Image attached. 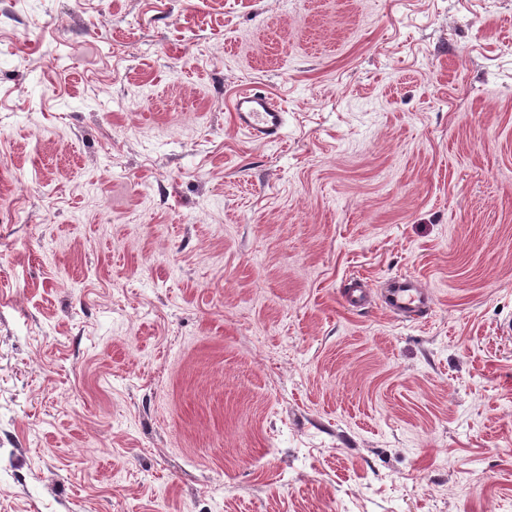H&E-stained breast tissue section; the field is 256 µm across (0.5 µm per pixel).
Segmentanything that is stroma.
<instances>
[{"instance_id": "1", "label": "stroma", "mask_w": 512, "mask_h": 512, "mask_svg": "<svg viewBox=\"0 0 512 512\" xmlns=\"http://www.w3.org/2000/svg\"><path fill=\"white\" fill-rule=\"evenodd\" d=\"M510 323L512 0H0V512H512ZM236 128L255 141L277 142L283 136L286 112L269 94L245 89L234 102ZM384 308L400 318L419 319L427 316L434 304V295L412 276H397L389 280L381 297ZM347 286V290L344 292V300L347 305L353 308H362L371 303V289L367 282L353 278L348 281Z\"/></svg>"}]
</instances>
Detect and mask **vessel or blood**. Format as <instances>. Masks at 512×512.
Returning a JSON list of instances; mask_svg holds the SVG:
<instances>
[{"label":"vessel or blood","mask_w":512,"mask_h":512,"mask_svg":"<svg viewBox=\"0 0 512 512\" xmlns=\"http://www.w3.org/2000/svg\"><path fill=\"white\" fill-rule=\"evenodd\" d=\"M233 116L239 131L263 143L280 140L286 125V112L282 106L269 94L252 89L243 90L237 95ZM344 300L353 308L369 305L372 296L367 282L360 279L349 280ZM381 303L392 315L419 319L431 312L434 296L419 279L397 276L390 279Z\"/></svg>","instance_id":"1"}]
</instances>
